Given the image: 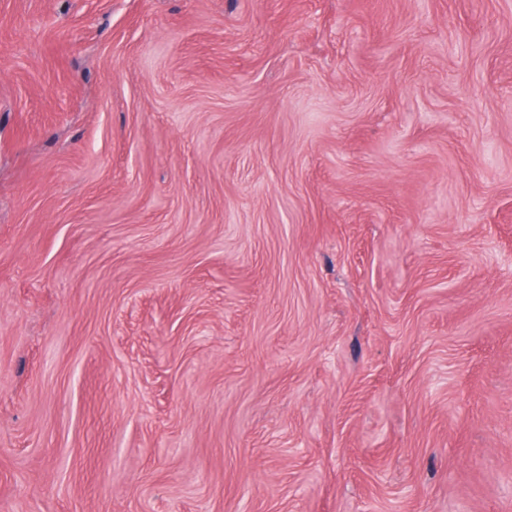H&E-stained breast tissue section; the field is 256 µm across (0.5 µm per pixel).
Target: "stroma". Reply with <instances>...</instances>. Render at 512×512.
I'll use <instances>...</instances> for the list:
<instances>
[{
    "label": "stroma",
    "mask_w": 512,
    "mask_h": 512,
    "mask_svg": "<svg viewBox=\"0 0 512 512\" xmlns=\"http://www.w3.org/2000/svg\"><path fill=\"white\" fill-rule=\"evenodd\" d=\"M0 512H512V0H0Z\"/></svg>",
    "instance_id": "obj_1"
}]
</instances>
